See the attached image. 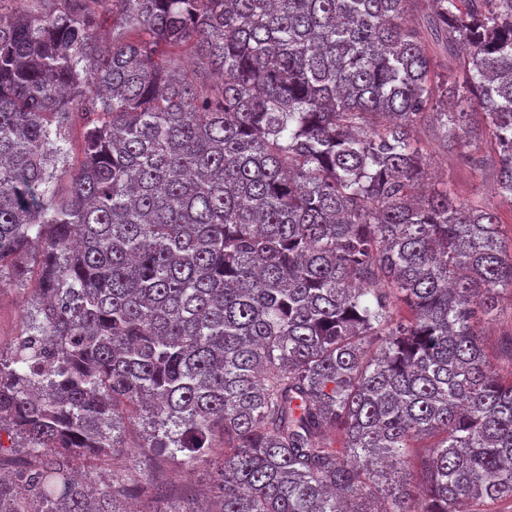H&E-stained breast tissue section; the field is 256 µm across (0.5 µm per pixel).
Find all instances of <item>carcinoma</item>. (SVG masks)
Here are the masks:
<instances>
[{"instance_id": "cac0c4a2", "label": "carcinoma", "mask_w": 512, "mask_h": 512, "mask_svg": "<svg viewBox=\"0 0 512 512\" xmlns=\"http://www.w3.org/2000/svg\"><path fill=\"white\" fill-rule=\"evenodd\" d=\"M419 128L512 201V0H0V512H125V418L212 512H512V238ZM429 157L428 190H446L452 193L458 202L469 203L477 199L492 208L501 221V230L512 233V204L503 200L494 190L488 174L476 171L462 163L457 150L448 146V151L438 149L428 142ZM35 286V279L32 278L28 289L18 290L7 278H3L0 288V347L5 351L25 331V315L33 295L31 288ZM481 340L487 353L500 372L507 374L510 365L507 359L500 355L502 341L512 331V299L506 295L499 298L496 311L492 317H484L479 323Z\"/></svg>"}]
</instances>
